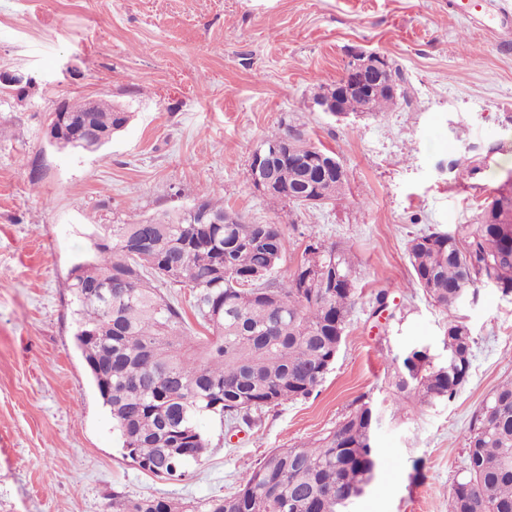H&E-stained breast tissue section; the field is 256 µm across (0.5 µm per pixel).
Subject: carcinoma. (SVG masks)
<instances>
[{
    "label": "carcinoma",
    "mask_w": 512,
    "mask_h": 512,
    "mask_svg": "<svg viewBox=\"0 0 512 512\" xmlns=\"http://www.w3.org/2000/svg\"><path fill=\"white\" fill-rule=\"evenodd\" d=\"M409 103L405 85L342 100L350 113L377 116ZM64 127L84 119L114 133L130 120L103 100L66 104ZM282 144L277 187L265 193L284 205L313 207L341 193L347 179L323 170L316 146L297 128L271 134L257 157ZM481 159L448 168L474 178ZM505 196L480 208L470 224L432 229L407 246L411 285L435 306L455 310L491 283L512 296V223L499 209ZM164 211L135 224H113L95 243L96 258L74 267L75 344L102 404L109 408L124 456L139 469L181 482L204 462V415L251 426L262 412L305 399L333 365L358 294L346 250L310 236L286 282L274 277L282 259L278 224H249L209 201ZM223 218L203 224L201 213ZM188 288L193 311L209 335L186 332L185 311L166 289ZM448 359L426 346L391 358L385 406L362 395L336 426L311 444L269 452L229 497L189 506L155 495H112V512H347L379 464L373 434L384 415L395 419L411 402L455 397L472 369L474 337L467 323L444 329ZM462 475L448 492V512H512V379L497 385L472 417Z\"/></svg>",
    "instance_id": "carcinoma-1"
}]
</instances>
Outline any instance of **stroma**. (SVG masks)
Here are the masks:
<instances>
[{
  "mask_svg": "<svg viewBox=\"0 0 512 512\" xmlns=\"http://www.w3.org/2000/svg\"><path fill=\"white\" fill-rule=\"evenodd\" d=\"M354 48L394 58L410 104L322 112L315 98ZM1 72L32 82L0 94V512H110L116 492L223 496L272 449L334 427L359 395L383 399L389 358L417 343L441 350L449 319L410 287L409 239L471 222L512 173V44L496 10L471 19L448 0H0ZM83 99L131 118L98 150L51 146L48 116ZM289 125L346 168L330 204L290 209L246 180L254 151ZM475 154L482 173L456 179L449 161ZM204 199L282 226L280 281L304 235L344 247L359 299L311 397L239 432L201 417L207 458L171 483L123 455L74 345L69 274L102 225ZM381 290L389 307L376 316ZM457 314L476 341L467 382L450 401L383 418L382 464L350 512H448L472 416L512 377V297L483 287Z\"/></svg>",
  "mask_w": 512,
  "mask_h": 512,
  "instance_id": "1",
  "label": "stroma"
}]
</instances>
